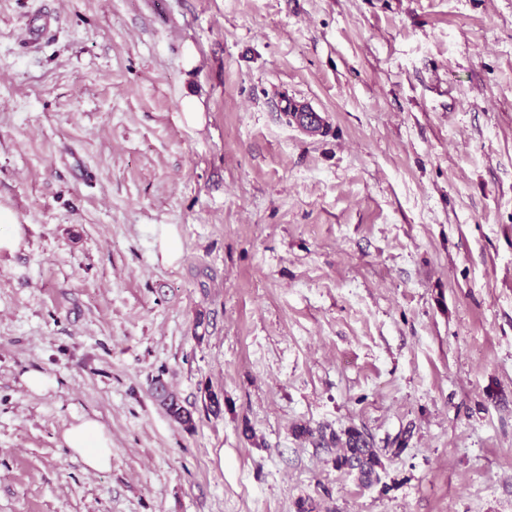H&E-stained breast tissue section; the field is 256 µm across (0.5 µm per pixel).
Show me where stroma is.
I'll return each instance as SVG.
<instances>
[{"mask_svg": "<svg viewBox=\"0 0 512 512\" xmlns=\"http://www.w3.org/2000/svg\"><path fill=\"white\" fill-rule=\"evenodd\" d=\"M0 210V512H512V0H0ZM181 253V241L175 227L164 228L159 239L161 261L167 265H174ZM69 448L78 454L91 471H107L112 467V439L94 419H83L65 432ZM343 434L345 441L340 435L334 437L336 446L342 447L341 453L334 460L337 470L346 469L349 473L355 471L361 484H372L378 480L377 468L381 466L378 452L357 429L348 428Z\"/></svg>", "mask_w": 512, "mask_h": 512, "instance_id": "obj_1", "label": "stroma"}]
</instances>
